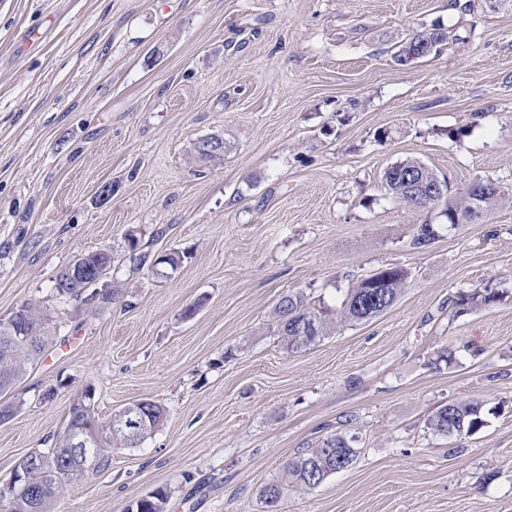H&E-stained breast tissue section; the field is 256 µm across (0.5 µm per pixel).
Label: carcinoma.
I'll list each match as a JSON object with an SVG mask.
<instances>
[{"mask_svg": "<svg viewBox=\"0 0 512 512\" xmlns=\"http://www.w3.org/2000/svg\"><path fill=\"white\" fill-rule=\"evenodd\" d=\"M447 35L440 27L431 31L413 34L394 53L393 60L398 65H405L404 59L422 45L420 58L439 51ZM426 184L437 183L442 192L430 195L411 188L416 181ZM384 188L402 203L413 209H423L445 203L444 214L448 224H464L479 217V213L489 210L494 204L500 190L490 184L474 183L464 190L459 199L448 200V182L439 177L425 165L407 160L396 163L384 171ZM141 267L151 273L166 274L165 268L175 271L181 263V256L176 251L163 255L140 253L137 257ZM86 265L93 272H103L112 267V252L100 249L87 253ZM411 271L400 265L379 267L370 274L352 283L329 306L325 302L313 301L300 292L283 295L277 306L276 335L281 337L286 349L294 351L309 346L331 333L332 330L346 323L359 322L373 318L391 307L403 292ZM53 294L69 303H82L85 294L74 282L69 267L58 271L54 278ZM499 300V292L486 285L470 292H461L453 300L452 308L466 311L478 306H489ZM33 323L49 321L43 305L36 302H24L17 306L11 316L0 321V397L8 394L26 375L35 368L47 352L51 335L41 338V347L33 350L27 344L15 339L13 325L20 319ZM151 413L133 417V426L118 427L114 420L98 422L91 405L85 402L72 405L66 429L57 436L52 447L34 452L37 457L47 461L44 469H32L0 484V512H50L52 503L79 480L68 473L69 463L61 456V449L68 447L69 428L81 421L82 413L89 414L93 429L98 433L95 450L96 468L108 465L107 449L138 448L153 432L164 423V408L149 401ZM483 405L480 402H450L440 406L428 419L430 428L441 435L461 437L479 431L485 421L481 415ZM358 456V449L351 447L346 439L336 435L323 441L318 448L299 455L288 462L286 472L289 482L309 489L316 488L333 473L351 466ZM285 492V487L270 484L263 490L264 501L269 512H275ZM171 498V491L158 487L148 493V499H138L128 505L126 512H166Z\"/></svg>", "mask_w": 512, "mask_h": 512, "instance_id": "1", "label": "carcinoma"}]
</instances>
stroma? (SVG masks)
<instances>
[{"instance_id": "35a3bbf8", "label": "stroma", "mask_w": 512, "mask_h": 512, "mask_svg": "<svg viewBox=\"0 0 512 512\" xmlns=\"http://www.w3.org/2000/svg\"><path fill=\"white\" fill-rule=\"evenodd\" d=\"M433 26L437 53L392 60ZM211 136L224 156L200 160ZM405 160L449 199L484 181L503 200L455 226L411 211L382 184ZM130 232L178 269H140ZM103 248L121 299L57 302L56 272ZM388 264L412 275L378 317L294 352L275 335L283 294L330 300ZM487 284L499 302L455 313ZM35 299L54 340L12 391L0 483L86 393L102 422L167 410L53 512H125L160 486L169 512H267L276 482L279 512H512V0H0V320ZM470 400L478 432L428 428ZM337 434L354 463L288 486Z\"/></svg>"}]
</instances>
